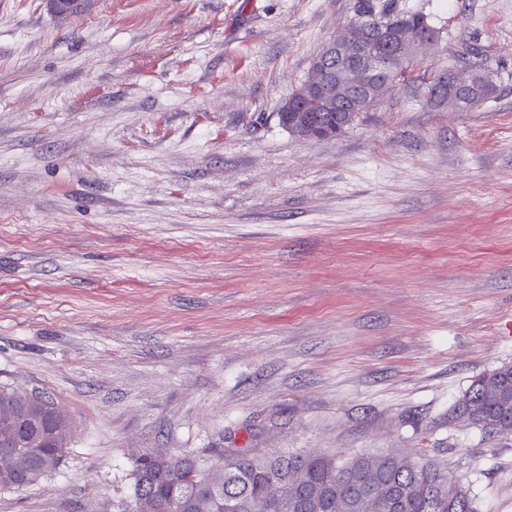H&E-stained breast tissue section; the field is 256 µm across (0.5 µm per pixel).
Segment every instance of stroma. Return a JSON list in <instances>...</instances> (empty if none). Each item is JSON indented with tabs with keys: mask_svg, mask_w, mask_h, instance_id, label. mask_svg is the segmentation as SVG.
Wrapping results in <instances>:
<instances>
[{
	"mask_svg": "<svg viewBox=\"0 0 512 512\" xmlns=\"http://www.w3.org/2000/svg\"><path fill=\"white\" fill-rule=\"evenodd\" d=\"M356 0H0V387L69 418L0 512H115L136 457L427 449L512 512V0H394L437 46L332 139L277 117ZM495 96L431 107L439 70ZM455 418L497 434L512 426V365H504L472 380L453 409Z\"/></svg>",
	"mask_w": 512,
	"mask_h": 512,
	"instance_id": "stroma-1",
	"label": "stroma"
}]
</instances>
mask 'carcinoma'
Segmentation results:
<instances>
[{"mask_svg": "<svg viewBox=\"0 0 512 512\" xmlns=\"http://www.w3.org/2000/svg\"><path fill=\"white\" fill-rule=\"evenodd\" d=\"M439 36L426 15L402 11L389 3L357 0L356 14L340 40H355L374 51L381 66L371 83L384 92L405 81L410 59L396 53L392 34L408 31ZM455 71L445 70L426 86L437 106L460 107ZM469 93L486 101L497 91L489 75L474 71ZM341 86L347 111L336 113V132H342L366 111L370 92L357 83L347 61L336 62L331 75ZM455 418L486 434L512 426V365H504L472 380L453 409ZM71 440V426L54 403L40 393L20 394L0 389V448L16 457L0 466V488L35 484L62 464ZM133 495L119 512H476L469 490L420 449L417 456L397 453H359L342 459L313 452H285L271 458L233 455L207 469L189 457L145 454L137 457Z\"/></svg>", "mask_w": 512, "mask_h": 512, "instance_id": "cac0c4a2", "label": "carcinoma"}]
</instances>
